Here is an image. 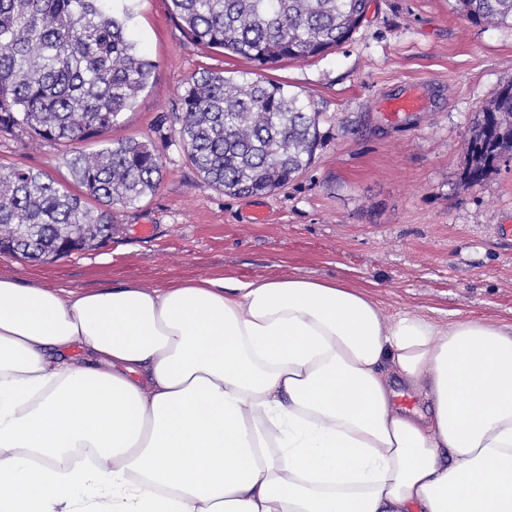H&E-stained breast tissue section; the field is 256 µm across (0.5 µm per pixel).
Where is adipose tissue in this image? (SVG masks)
I'll use <instances>...</instances> for the list:
<instances>
[{
    "label": "adipose tissue",
    "mask_w": 512,
    "mask_h": 512,
    "mask_svg": "<svg viewBox=\"0 0 512 512\" xmlns=\"http://www.w3.org/2000/svg\"><path fill=\"white\" fill-rule=\"evenodd\" d=\"M0 512H512V326L301 275L0 277Z\"/></svg>",
    "instance_id": "1"
}]
</instances>
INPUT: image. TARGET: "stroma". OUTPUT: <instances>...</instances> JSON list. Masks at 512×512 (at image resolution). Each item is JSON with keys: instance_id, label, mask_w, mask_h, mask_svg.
<instances>
[{"instance_id": "obj_1", "label": "stroma", "mask_w": 512, "mask_h": 512, "mask_svg": "<svg viewBox=\"0 0 512 512\" xmlns=\"http://www.w3.org/2000/svg\"><path fill=\"white\" fill-rule=\"evenodd\" d=\"M134 4V38L156 68L106 137L150 141L163 182L114 208L102 245L52 263L0 254V276L94 291L302 275L366 291L387 318L512 325V154L481 183L466 179L469 129L512 81V25L472 24L454 0H370L361 27L336 49L259 68L196 44L170 0ZM204 69L255 71L312 101L322 114L312 165L266 195L227 196L206 185L173 116L188 79ZM412 94L420 110L388 111ZM97 148L1 132L0 167L68 185L67 157Z\"/></svg>"}]
</instances>
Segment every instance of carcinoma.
Here are the masks:
<instances>
[{"label": "carcinoma", "instance_id": "1", "mask_svg": "<svg viewBox=\"0 0 512 512\" xmlns=\"http://www.w3.org/2000/svg\"><path fill=\"white\" fill-rule=\"evenodd\" d=\"M0 0V131L56 143L104 135L129 110L155 64L127 36L129 3ZM197 44L263 67L321 55L366 18L369 0H171ZM476 25L512 22V0H456ZM175 133L204 183L227 195L274 192L311 165L320 112L284 85L204 70L187 82ZM512 153V83L493 92L467 139V180L479 184ZM78 191L27 168L0 169V253L66 256L60 231L86 229L77 249L112 237V210L155 194L160 157L146 141L105 142L67 159ZM95 201L100 207L89 206Z\"/></svg>", "mask_w": 512, "mask_h": 512}]
</instances>
